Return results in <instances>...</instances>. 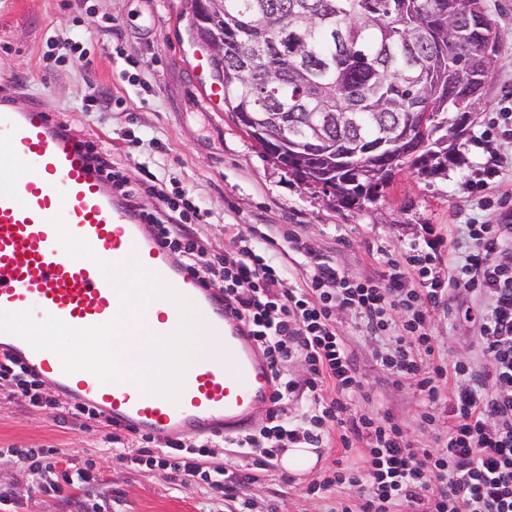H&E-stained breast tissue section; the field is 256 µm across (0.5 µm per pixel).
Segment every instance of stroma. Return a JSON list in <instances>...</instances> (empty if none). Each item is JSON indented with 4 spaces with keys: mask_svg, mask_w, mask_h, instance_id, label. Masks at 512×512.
<instances>
[{
    "mask_svg": "<svg viewBox=\"0 0 512 512\" xmlns=\"http://www.w3.org/2000/svg\"><path fill=\"white\" fill-rule=\"evenodd\" d=\"M483 5L499 35L498 60L471 109L457 162L431 174L397 169L376 196L353 207L282 170L236 126L232 112L206 104L192 70L198 44L188 0H0V82L15 88L16 106L43 102L76 133L108 145L130 182H139V164L152 153V139H160L170 187L193 189L211 214L197 230L212 253L228 248L231 224L277 241L299 228L317 254L349 276L377 280L390 254L423 226L455 242L461 224L491 218L498 199L512 200V166L487 175L492 163L512 157V142L494 128L498 112L512 107V0ZM52 35L80 41L81 52L58 57L47 42ZM336 325L363 375L352 409L389 411L419 447H435L446 427H421L422 403L414 386L395 383L383 370L373 355L377 341L361 334L354 314H339ZM474 333L472 324L453 314L434 323L435 343L451 361L476 359ZM10 390L0 385V448H62L71 464L93 459L97 478L93 486L77 484L60 496L39 493L2 456L0 493L22 501L21 512H76L86 499L109 501L112 512H234L236 500L207 497L170 471L123 466L97 427L48 418ZM318 455L310 474L229 451L215 461L226 473L256 475V482L236 489V499L251 501L252 512H329L330 501L306 496V487L313 474L335 461L359 464V451H344L333 439Z\"/></svg>",
    "mask_w": 512,
    "mask_h": 512,
    "instance_id": "stroma-1",
    "label": "stroma"
}]
</instances>
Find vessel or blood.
Segmentation results:
<instances>
[{
  "label": "vessel or blood",
  "mask_w": 512,
  "mask_h": 512,
  "mask_svg": "<svg viewBox=\"0 0 512 512\" xmlns=\"http://www.w3.org/2000/svg\"><path fill=\"white\" fill-rule=\"evenodd\" d=\"M13 96L10 88H0V142L9 147L0 154V311H27L39 322L52 316L76 328L111 323L122 302L95 261L121 265L134 257L202 313L209 348L196 357L176 404L142 390L133 378L104 383L91 372H65L57 354L34 350L12 334L0 333V353L140 433L229 436L250 428L256 408L267 405L272 392L252 338L243 335L216 288L179 270L168 247L113 196L84 143L44 103L16 107ZM57 215L89 243L95 260L66 253L50 223ZM135 315L146 334H167L179 323L176 307L165 300L137 305Z\"/></svg>",
  "instance_id": "vessel-or-blood-1"
}]
</instances>
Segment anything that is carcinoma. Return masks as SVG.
Instances as JSON below:
<instances>
[{
    "label": "carcinoma",
    "mask_w": 512,
    "mask_h": 512,
    "mask_svg": "<svg viewBox=\"0 0 512 512\" xmlns=\"http://www.w3.org/2000/svg\"><path fill=\"white\" fill-rule=\"evenodd\" d=\"M224 102L231 112L297 116L342 148L369 145L411 113L446 122L468 112L489 78L498 34L481 0H223ZM333 17L345 40L323 19ZM466 46L454 44L457 27ZM261 45L266 67L242 71L237 59ZM336 196L364 198L360 174L341 175Z\"/></svg>",
    "instance_id": "obj_1"
}]
</instances>
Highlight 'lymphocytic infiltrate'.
<instances>
[{"mask_svg":"<svg viewBox=\"0 0 512 512\" xmlns=\"http://www.w3.org/2000/svg\"><path fill=\"white\" fill-rule=\"evenodd\" d=\"M92 152L113 194L153 226L182 267L223 292L269 364L273 398L266 421L229 438V447L269 463L290 448L321 447L334 435L347 450L366 443L363 468L329 469L308 484V494L321 499L338 488L354 492V499L337 501L329 512H512V215L503 224H468L469 248L448 269L442 266L446 239L425 227L420 238L402 245L398 258L388 260L376 282L350 279L300 233H290L284 251L298 258L306 274L307 285L300 288L272 255L274 240L265 233L236 234L224 256L212 254L188 231L190 224L206 223V212L189 191L169 193L159 160L142 163L143 178L133 185L110 148L99 144ZM146 196L155 207H144ZM459 286L479 300L458 311L459 319L479 327L477 362L447 361L432 336L435 315L449 311ZM342 311L358 315L367 335L384 337L380 363L396 380L415 386L427 405L422 425L431 426L434 405L443 404L448 432L436 447L415 446L390 414L351 411L349 399L362 376L336 330ZM396 312L404 315L397 330ZM296 362L305 368L299 377L291 371ZM0 380L53 419L98 424L104 443L125 465L164 468L228 498L235 485L255 480L246 473L225 483L223 466L210 463L219 447L215 438H171L154 448L150 436L130 441L124 429L86 403L36 394L37 372L11 356H0ZM300 396L302 411L287 417L286 404ZM10 454L30 486L44 493L60 495L74 483L95 481L93 460L64 466L60 448H14Z\"/></svg>","mask_w":512,"mask_h":512,"instance_id":"f902f5d3","label":"lymphocytic infiltrate"}]
</instances>
